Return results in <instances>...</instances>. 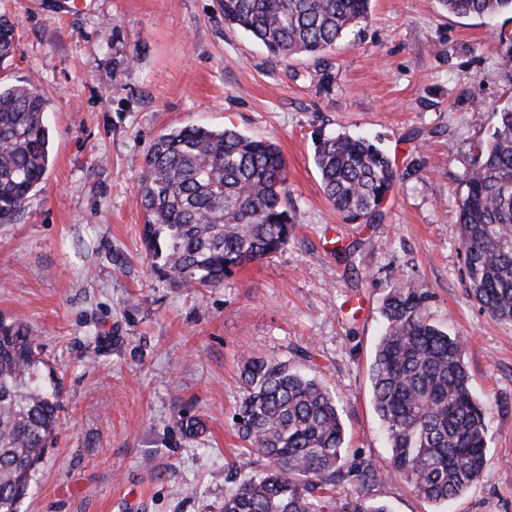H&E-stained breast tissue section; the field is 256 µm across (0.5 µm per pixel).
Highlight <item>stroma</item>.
<instances>
[{"mask_svg":"<svg viewBox=\"0 0 512 512\" xmlns=\"http://www.w3.org/2000/svg\"><path fill=\"white\" fill-rule=\"evenodd\" d=\"M15 52L0 79L47 101L50 166L0 224V316L26 325L61 379L63 410L19 512H223L230 469L259 461L233 417L242 362L288 361L335 392L349 467L389 512H512V324L473 298L460 180L512 100L501 33L512 15L461 18L437 0H372L323 59L271 56L225 25L218 0H0ZM200 125L273 140L294 235L221 287L175 288L150 270L135 204L146 147ZM377 142L403 170L372 223L323 192L319 139ZM408 283L465 339L489 428L479 481L444 504L387 474L369 368L383 299ZM202 425L186 435L183 421Z\"/></svg>","mask_w":512,"mask_h":512,"instance_id":"obj_1","label":"stroma"}]
</instances>
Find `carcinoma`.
I'll return each mask as SVG.
<instances>
[{
  "mask_svg": "<svg viewBox=\"0 0 512 512\" xmlns=\"http://www.w3.org/2000/svg\"><path fill=\"white\" fill-rule=\"evenodd\" d=\"M224 22L282 60L321 57L368 18L371 0H219ZM448 13L512 14V0H438ZM15 50L0 17V70ZM46 101L31 81L0 84V224L24 210L49 168ZM461 179V246L474 297L512 323V100ZM314 164L324 193L352 222H370L400 178L364 138L323 139ZM278 146L235 129L162 131L143 153L136 204L154 273L175 288H216L235 268L278 252L294 233ZM429 294L408 284L384 300L370 365L373 403L390 448L386 470L420 497L446 502L480 477L488 431L471 392L463 338L429 321ZM238 436L265 461L224 496V512H387L364 492L335 500L345 468L336 394L291 364L248 356ZM61 381L22 325L0 318V512H19L62 411Z\"/></svg>",
  "mask_w": 512,
  "mask_h": 512,
  "instance_id": "1",
  "label": "carcinoma"
}]
</instances>
